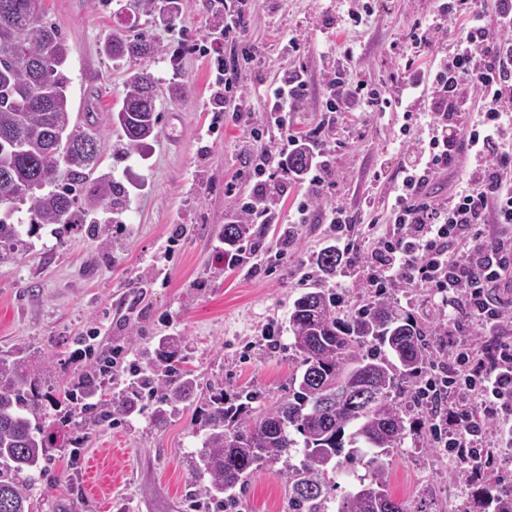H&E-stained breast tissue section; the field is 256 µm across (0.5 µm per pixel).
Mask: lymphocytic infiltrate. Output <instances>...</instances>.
I'll return each mask as SVG.
<instances>
[{"instance_id":"lymphocytic-infiltrate-1","label":"lymphocytic infiltrate","mask_w":512,"mask_h":512,"mask_svg":"<svg viewBox=\"0 0 512 512\" xmlns=\"http://www.w3.org/2000/svg\"><path fill=\"white\" fill-rule=\"evenodd\" d=\"M233 2V7L212 9L210 41L203 51L213 63L218 111L252 122L248 174L253 189L240 199L234 220L271 223L284 192L274 173L276 163L303 144L322 150L336 132L338 113L395 107L403 109L408 120L426 117V139L404 152L397 188L387 201L388 225L381 230L376 222L368 224L374 232L371 257L376 264L370 285L382 290L395 283L420 282L439 294L461 291L472 323L498 331L503 301L495 290L512 274V154L500 149L502 141L512 137V0H493L498 29L494 35L474 0H431L433 21L413 32L411 46L424 53L447 36L449 22L458 19L462 25L451 50L436 53L429 69L408 71L391 93L361 79L350 80L344 66L332 64L321 75L325 117L307 132L299 131L293 120L294 112L307 103L310 84L300 68H279L266 88L269 120L253 122V109L242 97L238 75L241 63L255 62V50L243 46L240 58L229 60L222 45L237 32L254 0ZM474 97L482 108L473 121L461 124ZM273 128L279 133L275 145L268 138ZM461 137L476 157L464 173L463 186L443 200H424L425 188L442 167L451 164ZM329 176L325 161L319 159L301 173L311 192L289 221L332 224L337 235L347 240L358 218L347 208L325 206ZM459 239L468 245L455 256L450 246ZM354 248L347 240L346 251ZM435 348L447 350L448 358L430 368L418 393L427 404L437 447L447 449L462 479L482 477L486 463L496 458L502 461L498 482L512 479V338H500L483 356L465 335L436 342ZM490 432L496 435L494 447H477V440Z\"/></svg>"}]
</instances>
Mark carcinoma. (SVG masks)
<instances>
[{
	"instance_id": "carcinoma-1",
	"label": "carcinoma",
	"mask_w": 512,
	"mask_h": 512,
	"mask_svg": "<svg viewBox=\"0 0 512 512\" xmlns=\"http://www.w3.org/2000/svg\"><path fill=\"white\" fill-rule=\"evenodd\" d=\"M128 9L173 18L179 0H130ZM155 44L142 32L115 33L103 46L116 67L125 68L121 103L112 109V125L124 149H144L157 137L159 79L130 67L153 56ZM70 49L49 21L43 0H0V188L26 193L30 224L13 222L19 208L0 213V254L27 246L47 224H60L71 235L86 231L89 210L127 198L126 187L92 177L103 152L95 123L72 119L67 75ZM308 147L288 156V169L309 166ZM227 246L250 237V225L226 224ZM342 256L327 246L311 264L331 276ZM288 332L296 366L288 396L269 408L260 395L242 391L225 397L212 387L203 403V431L195 478L212 512L235 509L236 489L261 468L283 462L278 474L288 485V512H327L335 475L356 462L367 473L339 502L336 512H410L389 490L392 458L405 440L427 433L428 416L412 400L413 382L434 361L436 334L419 318L375 294L351 314L339 310V296L313 287L296 297L288 311ZM180 340L158 339L142 352L136 380L116 398L97 397L95 377L112 373V350L92 356L81 381L59 391L65 404L57 428L68 435L76 414L86 411L99 422L138 412L144 397L154 400L152 417L161 423L177 406L197 398V384L183 367ZM40 374L21 359H0V512H31L32 472L48 461L54 435L39 422ZM302 455L291 463L292 452ZM466 494L491 504L493 512H512V487L485 482L466 484Z\"/></svg>"
}]
</instances>
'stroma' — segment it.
<instances>
[{
    "mask_svg": "<svg viewBox=\"0 0 512 512\" xmlns=\"http://www.w3.org/2000/svg\"><path fill=\"white\" fill-rule=\"evenodd\" d=\"M46 15L70 47L67 74L75 116L94 111L105 141L97 175L129 190L120 223L108 224L111 206L87 216L110 228L112 245L103 248L89 234L72 236L56 226L42 228L27 247L0 257V358L22 357L42 375L43 396L77 382L85 345L122 347L123 363L162 336L182 339L185 367L199 394L220 383L225 395L244 389L262 393L264 406L288 394L293 363L288 310L304 288L319 284L338 293L343 308L359 304L375 270L364 254L335 277L321 278L309 257L333 242L325 224L289 225L306 192L290 182L274 223L265 225L254 262L228 264L219 251V231L236 206L228 186L247 193L242 172L246 136L232 113L213 114L211 62L201 48L208 28L207 0H180L170 24L137 19L158 53L142 66L159 80L158 135L147 155L122 149L120 132L109 121L124 90V73L102 48L123 18L116 0H44ZM329 0H259L244 19V39L258 47L257 68L240 72L239 86L251 106L263 108L264 82L283 65L319 77L325 50L343 62L351 77L394 88L404 75V51L416 28L430 23L428 0H378L376 12L359 27L334 17ZM294 35L300 49L280 50L282 36ZM186 86L176 97L170 81ZM217 132H210L211 123ZM426 134L405 126L402 113L341 116L336 143L327 152L336 172L329 201L359 208L375 200L373 218L386 221L383 205L402 163L400 140ZM289 243H282L285 230ZM401 307L419 314L426 326L468 323L457 298L435 300L421 284L388 290ZM135 345H127L129 336ZM197 405L188 402L163 424L144 409L127 419L93 426L77 456L50 448L44 472L30 487L33 512H190L200 485L193 461L201 447ZM390 490L413 512H481L461 493L454 465L431 438L407 440L390 468ZM239 512H288V487L276 467L261 470L238 497Z\"/></svg>",
    "mask_w": 512,
    "mask_h": 512,
    "instance_id": "obj_1",
    "label": "stroma"
}]
</instances>
